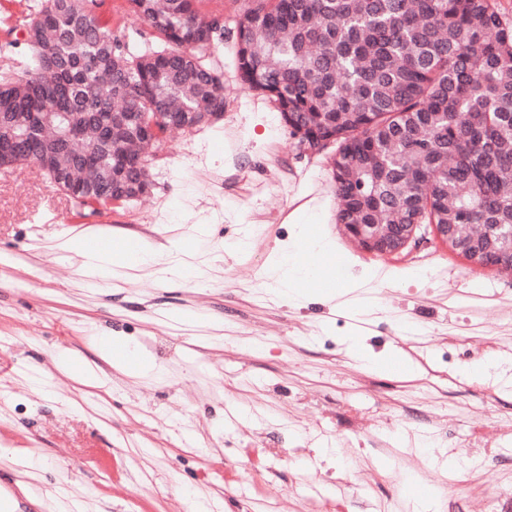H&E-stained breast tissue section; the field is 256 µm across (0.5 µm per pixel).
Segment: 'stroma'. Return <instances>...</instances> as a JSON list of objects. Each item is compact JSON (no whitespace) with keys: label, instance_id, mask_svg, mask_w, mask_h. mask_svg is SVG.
<instances>
[{"label":"stroma","instance_id":"stroma-1","mask_svg":"<svg viewBox=\"0 0 512 512\" xmlns=\"http://www.w3.org/2000/svg\"><path fill=\"white\" fill-rule=\"evenodd\" d=\"M34 2L0 0V75L25 50ZM233 45L226 31L215 57L223 120L170 133L141 200L93 214L36 167L0 171V495L13 512H413L427 498L441 512H512V386L472 371L512 358V276L434 245L361 250L336 222L328 152L300 153L274 105L243 89ZM313 199L323 220L308 233L336 251L304 248L303 262L358 276L371 313L333 307L314 282L299 307L266 293L270 252L298 237L288 215ZM89 227L165 244L196 269L166 281L137 267L89 288L60 259ZM246 234L249 254L233 255ZM188 310L203 323L175 324ZM106 337L167 377L119 372ZM61 354L68 370L52 364ZM366 356L418 370H370ZM88 364L101 385L82 382ZM35 370L51 393L31 390Z\"/></svg>","mask_w":512,"mask_h":512}]
</instances>
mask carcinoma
<instances>
[{"label":"carcinoma","mask_w":512,"mask_h":512,"mask_svg":"<svg viewBox=\"0 0 512 512\" xmlns=\"http://www.w3.org/2000/svg\"><path fill=\"white\" fill-rule=\"evenodd\" d=\"M118 35L95 0H39L17 77L0 78V162L38 163L107 205L147 193L145 117L196 128L224 112L213 62L236 30L241 84L273 102L296 145L330 140L339 224H459L481 259L512 264V27L496 0H126Z\"/></svg>","instance_id":"obj_1"}]
</instances>
